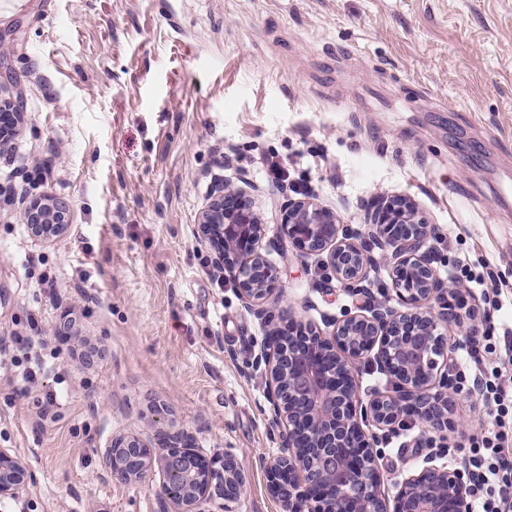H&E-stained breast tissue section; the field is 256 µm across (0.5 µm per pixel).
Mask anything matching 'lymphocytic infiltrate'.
Masks as SVG:
<instances>
[{
  "mask_svg": "<svg viewBox=\"0 0 512 512\" xmlns=\"http://www.w3.org/2000/svg\"><path fill=\"white\" fill-rule=\"evenodd\" d=\"M468 363L459 390L477 395L492 417L490 429L469 436L460 450L468 476L467 512H512V335L465 341Z\"/></svg>",
  "mask_w": 512,
  "mask_h": 512,
  "instance_id": "lymphocytic-infiltrate-1",
  "label": "lymphocytic infiltrate"
}]
</instances>
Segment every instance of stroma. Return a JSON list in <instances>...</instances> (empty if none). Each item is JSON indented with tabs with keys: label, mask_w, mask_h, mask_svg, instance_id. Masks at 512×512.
I'll return each instance as SVG.
<instances>
[{
	"label": "stroma",
	"mask_w": 512,
	"mask_h": 512,
	"mask_svg": "<svg viewBox=\"0 0 512 512\" xmlns=\"http://www.w3.org/2000/svg\"><path fill=\"white\" fill-rule=\"evenodd\" d=\"M1 95L25 125L0 151V448L34 481L0 512H158L154 489L112 481L103 456L120 434L155 446L159 406L203 454L235 456L237 512H280L254 361L277 320L246 310L197 238L215 180L254 198L285 299L317 327L357 298L320 258L282 256L292 193L266 179L271 156L355 241L374 196H407L437 228L443 279L466 257L512 285V0H22L0 16ZM36 166L44 180H23ZM42 193L71 207L48 243L22 219ZM34 318L27 393L11 338ZM452 414L461 430L421 449L422 427L380 431V470L446 463L487 422L462 393Z\"/></svg>",
	"instance_id": "obj_1"
}]
</instances>
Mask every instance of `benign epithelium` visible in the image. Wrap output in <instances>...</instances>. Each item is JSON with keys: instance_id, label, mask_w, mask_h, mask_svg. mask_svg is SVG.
<instances>
[{"instance_id": "obj_1", "label": "benign epithelium", "mask_w": 512, "mask_h": 512, "mask_svg": "<svg viewBox=\"0 0 512 512\" xmlns=\"http://www.w3.org/2000/svg\"><path fill=\"white\" fill-rule=\"evenodd\" d=\"M23 122L20 101L0 98V148L20 135ZM367 211L365 245L340 233L336 213L310 195L281 210L283 253L326 255L324 266L354 292L371 296L368 245L390 251L392 295L363 313H345L327 333L297 321L283 304L278 268L261 251L266 225L251 196L219 183L198 216L199 240L213 251L214 267L234 281L245 308L260 319L278 309L280 324L266 333L257 361L267 366V400L281 451L261 459V466L282 512H466L464 472L447 465L391 481V495L382 490L379 436L368 427L420 422L444 432L456 426L445 328L461 322L449 295L462 288L437 273L430 245L436 227L413 200L380 195ZM23 218L31 235L45 242L70 227L68 205L51 194L29 198ZM363 359L392 380L391 390L367 401ZM103 466L115 482L155 487L161 512H200L204 502L216 512H233L247 490L232 454L204 455L193 435L170 427L160 431L156 448L133 436L113 438ZM32 481L27 465L0 448V498L22 497Z\"/></svg>"}]
</instances>
